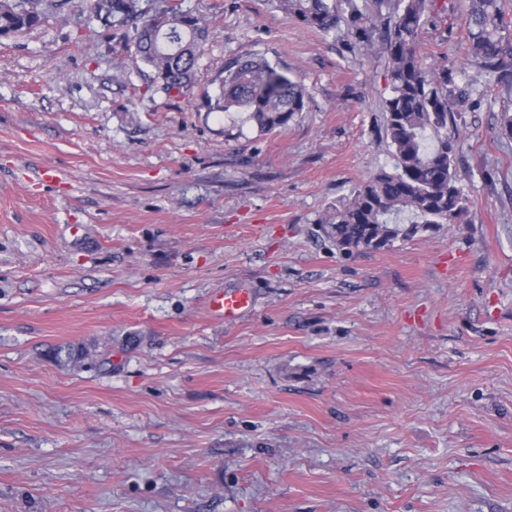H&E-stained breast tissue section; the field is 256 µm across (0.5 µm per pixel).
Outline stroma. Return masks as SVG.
Instances as JSON below:
<instances>
[{
	"instance_id": "1",
	"label": "stroma",
	"mask_w": 512,
	"mask_h": 512,
	"mask_svg": "<svg viewBox=\"0 0 512 512\" xmlns=\"http://www.w3.org/2000/svg\"><path fill=\"white\" fill-rule=\"evenodd\" d=\"M439 2L422 59L456 66L468 0ZM186 3V98L81 0L0 38V512H512V90L464 72L466 220L348 255L317 219L394 165L384 58ZM246 52L308 88L287 127L201 106ZM252 305L251 289L240 287L216 294L211 300L210 310L214 315L230 322L241 317Z\"/></svg>"
}]
</instances>
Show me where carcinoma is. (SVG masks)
<instances>
[{"mask_svg": "<svg viewBox=\"0 0 512 512\" xmlns=\"http://www.w3.org/2000/svg\"><path fill=\"white\" fill-rule=\"evenodd\" d=\"M72 0H0V37H11L62 15ZM363 14L356 0H278L303 26L330 35L346 25L350 48L385 58L392 95L382 104L383 134L393 170L380 169L327 207L322 233L344 252L381 250L440 224L465 220L470 200L458 186L456 106L475 95L476 83L455 84L448 65L424 66L423 25L437 0H372ZM102 22L150 71L146 90L177 97L191 91L204 52L209 20L182 0H89ZM461 68L475 67L512 85V26L501 0H472ZM220 93L209 109L244 112L261 132H272L305 111L310 95L255 53L227 59L216 75Z\"/></svg>", "mask_w": 512, "mask_h": 512, "instance_id": "1", "label": "carcinoma"}]
</instances>
